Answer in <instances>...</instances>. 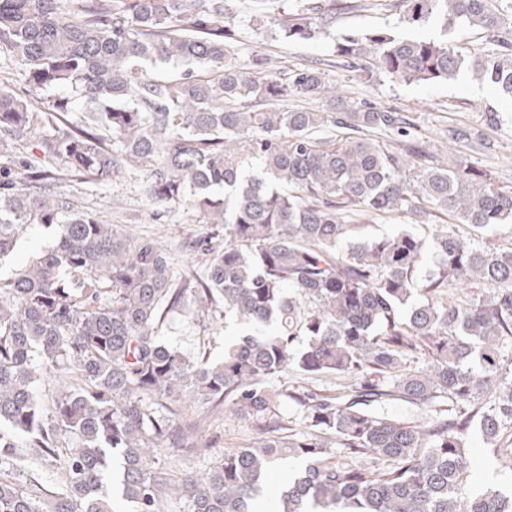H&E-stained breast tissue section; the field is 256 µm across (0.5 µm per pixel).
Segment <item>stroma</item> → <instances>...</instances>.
Masks as SVG:
<instances>
[{"label":"stroma","instance_id":"35a3bbf8","mask_svg":"<svg viewBox=\"0 0 512 512\" xmlns=\"http://www.w3.org/2000/svg\"><path fill=\"white\" fill-rule=\"evenodd\" d=\"M348 2L349 9L336 15L335 29L340 34L358 35L381 27L404 38L445 36L475 52L485 46L484 39L468 30L445 34L433 23L424 26L401 23L397 0ZM235 24L241 33L239 62H250L260 54L284 70L303 64L323 68L329 82L342 90L344 99H365L400 113L412 127L429 135L426 149L437 160L463 159L490 172L497 186L512 187V100L502 97L493 86L473 81L465 73L448 84H407L382 76L369 82L337 56L327 40L292 44L280 39L273 30L249 26L244 19H236ZM490 111L499 118L497 126L491 128L484 123ZM460 129L481 134L482 143L455 139L453 133ZM61 188L75 194L82 205L99 212L107 222L125 225L133 235L158 242L167 249L172 267L178 273L189 268L201 269V254L192 250V243L210 239L223 231L222 226L205 223L190 206L181 204L169 209L151 205L145 194L142 173L133 170L121 169L100 182L67 181ZM450 221L447 215L425 214L415 220L404 213L370 219L369 230L372 234L386 236L407 228L427 241L435 225ZM188 415L197 420L196 439L209 446L210 453L203 459L173 458V465L181 469L204 471L224 449L246 444L257 436L252 419L244 416L213 411L198 403L190 404ZM466 445L471 452L472 477L479 490L512 487V469L504 465L505 449L485 444L476 433L470 435Z\"/></svg>","mask_w":512,"mask_h":512}]
</instances>
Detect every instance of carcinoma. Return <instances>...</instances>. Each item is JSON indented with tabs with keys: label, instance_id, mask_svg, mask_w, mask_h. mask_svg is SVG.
Listing matches in <instances>:
<instances>
[{
	"label": "carcinoma",
	"instance_id": "cac0c4a2",
	"mask_svg": "<svg viewBox=\"0 0 512 512\" xmlns=\"http://www.w3.org/2000/svg\"><path fill=\"white\" fill-rule=\"evenodd\" d=\"M0 0V49L26 62L46 107L0 77V264L24 229L51 243L0 278V512H257L275 466L300 461L275 512H512V491L477 492L465 447L512 429V244L464 241L449 224L426 242L409 230L369 237L355 216L451 212L477 235L512 223V188L462 163L429 162L396 112L288 110L295 96L335 93L324 72L236 61L234 18L291 42L330 39L368 79H456L512 99V0H399L401 22L478 30L472 59L448 39L388 28L336 36V6L311 0ZM169 67L175 78L151 72ZM71 112L80 121L67 120ZM390 132L388 148L370 134ZM38 135L40 155L15 146ZM142 169L156 204L184 202L224 241L195 245L201 274L174 276L166 251L108 224L59 188ZM435 269L424 273L425 250ZM488 289L448 300L466 281ZM242 329L218 362L165 341L176 318ZM422 356L426 366L409 370ZM293 369L350 378V392L284 393ZM57 382L44 400L37 382ZM257 422L253 445L226 449L199 474L167 459L207 452L186 400ZM305 423L277 418L283 399ZM403 401L425 416L376 412ZM351 459L331 461L330 448ZM397 465L379 471L370 454ZM24 459L57 470L56 486L22 489Z\"/></svg>",
	"mask_w": 512,
	"mask_h": 512
}]
</instances>
